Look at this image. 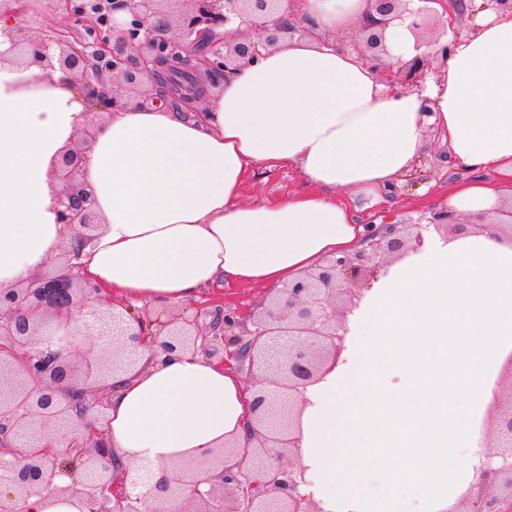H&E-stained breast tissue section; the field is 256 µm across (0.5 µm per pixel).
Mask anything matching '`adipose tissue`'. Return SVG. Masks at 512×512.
Masks as SVG:
<instances>
[{"label": "adipose tissue", "instance_id": "1", "mask_svg": "<svg viewBox=\"0 0 512 512\" xmlns=\"http://www.w3.org/2000/svg\"><path fill=\"white\" fill-rule=\"evenodd\" d=\"M367 0H303L316 31L286 37L232 71L183 115L131 103L98 122L82 178L103 222L80 244L98 301L178 306L216 284L279 289L324 256L354 252V195L392 190L427 134L456 165L495 183L459 186L449 210L512 199V12L491 10L440 77L409 91L358 52L323 40L363 19ZM0 16V292L49 261L65 271L52 166L88 118L68 74L8 59ZM296 166L301 190L238 203L248 173ZM337 367L302 393L300 462L322 512H446L486 449L478 426L512 354V242L492 229L425 237L372 283L346 321ZM251 394L189 351L144 348L115 373L107 440L119 469L170 475L186 459L244 444Z\"/></svg>", "mask_w": 512, "mask_h": 512}]
</instances>
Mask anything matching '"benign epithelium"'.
Listing matches in <instances>:
<instances>
[{
	"label": "benign epithelium",
	"instance_id": "7a95c632",
	"mask_svg": "<svg viewBox=\"0 0 512 512\" xmlns=\"http://www.w3.org/2000/svg\"><path fill=\"white\" fill-rule=\"evenodd\" d=\"M35 0H0V11L29 17ZM67 13L98 29L93 42L53 33L34 38L21 26L11 39V56L52 73L61 70L81 86L88 112L101 114L152 95L156 77L180 68L200 46L205 54L196 66L226 73L259 55L280 35L296 29L277 17L281 0H61ZM368 0L366 17L356 26L357 50L379 60L387 54L386 28L407 13L415 37L437 15L434 5L451 6L464 15V0ZM247 26L227 30L234 20ZM425 59H413L402 84L420 87ZM169 94L182 101L200 98L198 85H170ZM82 149L61 154L53 175L62 184L58 222L91 238L101 224L90 191L80 179ZM424 242L422 230L399 224L374 226L362 247L341 258L326 257L315 270L262 304L246 317L226 310L221 335L208 338L197 320L171 312L158 321L155 334L165 352L200 349L224 367L247 365L251 375L265 377L267 386L254 392L249 438L242 446L226 445L213 453L206 471L184 463L170 478L156 482L150 498L135 492L138 481L115 479L112 449L102 427L107 405L91 394L112 388L115 369L139 354L146 341L143 320L95 305L97 286L71 265L65 273L37 272L9 293L0 294V512H19L33 494L48 492L68 501H83L93 512H167L166 504L190 493L187 512H322L313 496L300 491L307 484L299 462L298 395L339 361L344 347L347 313L371 282ZM64 313L79 319L62 327L51 325ZM96 336V352L73 361L78 342ZM508 389L497 382L484 422L493 436L479 479L462 490L448 512H512V358L504 361ZM93 415L94 424L84 418ZM53 426L63 450L32 449L9 436L40 442L38 429ZM69 482L62 483V477Z\"/></svg>",
	"mask_w": 512,
	"mask_h": 512
}]
</instances>
